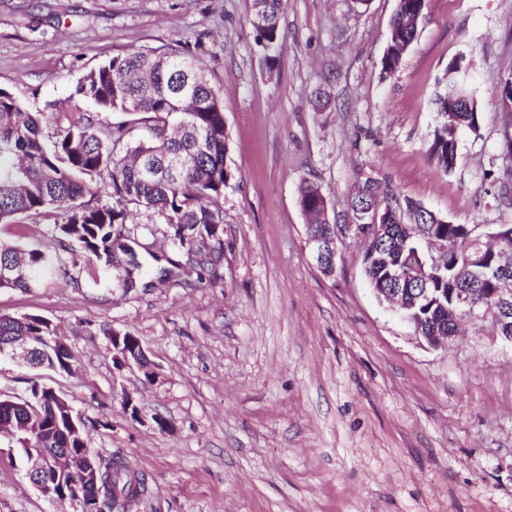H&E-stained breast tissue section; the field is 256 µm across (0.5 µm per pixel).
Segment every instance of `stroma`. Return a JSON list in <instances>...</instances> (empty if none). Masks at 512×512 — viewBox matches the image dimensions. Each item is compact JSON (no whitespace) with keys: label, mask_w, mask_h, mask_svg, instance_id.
<instances>
[{"label":"stroma","mask_w":512,"mask_h":512,"mask_svg":"<svg viewBox=\"0 0 512 512\" xmlns=\"http://www.w3.org/2000/svg\"><path fill=\"white\" fill-rule=\"evenodd\" d=\"M396 6L283 0L270 56L252 0H0V88L27 111L51 115L102 62L175 40L224 105L235 178L214 279L187 265L127 290L115 265L0 291V313L45 317L79 359L71 375L2 360L0 391L23 396L35 380L60 392L95 454L144 475L133 512H512V344L487 325L445 348L418 342L370 287L347 228L369 178L456 224H512L493 105L512 77V0H426L389 74ZM462 80L480 128L461 134L446 174L428 157L434 98ZM305 179L344 226L329 276L297 204ZM128 226L180 260L163 216L136 211ZM110 329L142 338L152 377L116 368ZM0 512H75L35 488L3 436Z\"/></svg>","instance_id":"obj_1"}]
</instances>
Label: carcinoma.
I'll use <instances>...</instances> for the list:
<instances>
[{
    "label": "carcinoma",
    "mask_w": 512,
    "mask_h": 512,
    "mask_svg": "<svg viewBox=\"0 0 512 512\" xmlns=\"http://www.w3.org/2000/svg\"><path fill=\"white\" fill-rule=\"evenodd\" d=\"M425 0H398L391 21L392 38L414 42ZM254 18L264 26L253 27L255 41L267 51L280 39L279 19L283 0H253ZM73 96L94 104L100 113L122 112L128 119L103 121L91 112H63L67 124L54 135L44 133L41 113L26 111L14 94L0 88V224L14 228L13 240H0V269L18 267L24 274L5 281L0 289L30 292L45 283L47 272L72 276L77 257L108 268L116 252L126 256L122 286L135 287L134 273H142L145 259L138 241L126 230L128 206L162 215L171 229L177 250L194 253L205 267L223 251L220 227L224 224V188L234 178L227 165L229 136L218 92L181 45L116 55L90 70L77 83ZM441 128L429 146L430 160L441 171H452L458 160V134L479 128L474 96L466 87L453 86L437 95ZM107 181L116 204L93 205L98 181ZM389 209L384 228L375 237L374 257H365L370 284L381 287L384 260L404 262L417 244L406 239L405 225L426 224L434 236L448 241L447 263L432 271L427 296L437 288H466L473 300L489 307L497 302V285L478 281L470 273L474 249L467 225L453 224L422 204L402 199L389 184L368 179L348 201L356 222L370 223L374 201ZM297 202L309 217L308 238L331 237L336 219L319 185L303 181ZM54 217L51 236L72 263L59 256L21 244L29 225L24 219ZM425 328L446 334L454 328L451 300L428 302ZM44 330L57 335L55 326L40 315H0V339L24 331ZM75 356L68 347L47 359L46 366L66 374L74 371ZM29 399L12 408L0 395V418H13L28 430L13 440L21 448L89 449L84 420L77 413L45 398L44 385L31 381ZM98 461L95 496L98 512H132L147 492L145 478L122 459ZM78 479L66 476L55 486L59 505L73 495Z\"/></svg>",
    "instance_id": "obj_1"
}]
</instances>
